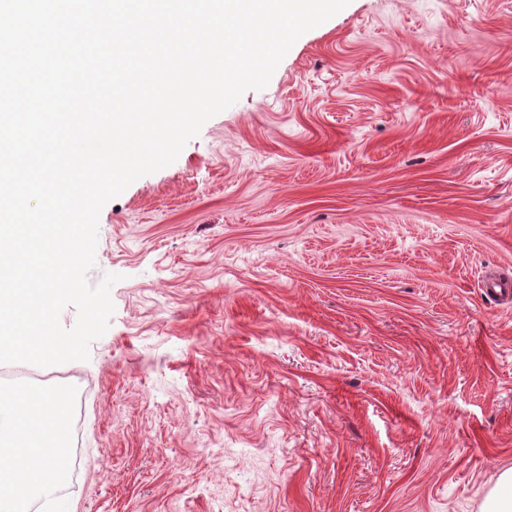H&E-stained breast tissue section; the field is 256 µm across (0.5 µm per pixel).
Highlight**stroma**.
Returning a JSON list of instances; mask_svg holds the SVG:
<instances>
[{
	"label": "stroma",
	"mask_w": 512,
	"mask_h": 512,
	"mask_svg": "<svg viewBox=\"0 0 512 512\" xmlns=\"http://www.w3.org/2000/svg\"><path fill=\"white\" fill-rule=\"evenodd\" d=\"M76 512H480L512 468V0H350L99 216Z\"/></svg>",
	"instance_id": "stroma-1"
}]
</instances>
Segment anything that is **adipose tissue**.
I'll return each mask as SVG.
<instances>
[{"instance_id":"adipose-tissue-1","label":"adipose tissue","mask_w":512,"mask_h":512,"mask_svg":"<svg viewBox=\"0 0 512 512\" xmlns=\"http://www.w3.org/2000/svg\"><path fill=\"white\" fill-rule=\"evenodd\" d=\"M66 406L65 395L42 389L0 392V512H28L49 483L63 480Z\"/></svg>"}]
</instances>
